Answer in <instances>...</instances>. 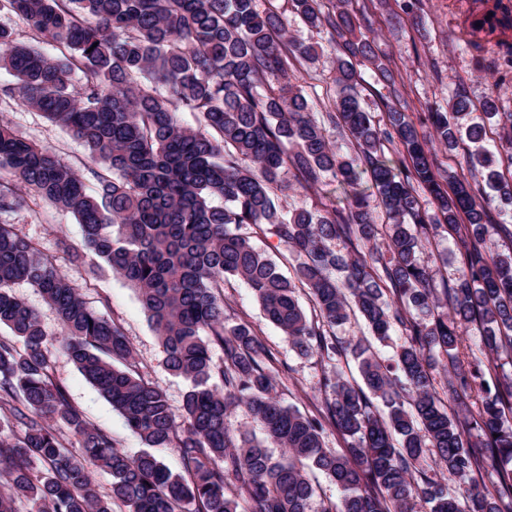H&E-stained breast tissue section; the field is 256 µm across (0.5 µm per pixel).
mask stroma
I'll use <instances>...</instances> for the list:
<instances>
[{
    "label": "stroma",
    "mask_w": 512,
    "mask_h": 512,
    "mask_svg": "<svg viewBox=\"0 0 512 512\" xmlns=\"http://www.w3.org/2000/svg\"><path fill=\"white\" fill-rule=\"evenodd\" d=\"M404 0H352L354 10L365 21L362 31L375 41L378 54L387 56L393 82L377 80L370 67H360L363 104L375 118H383L384 103L397 104L422 134H430L431 112L446 107L450 98L462 94L474 106H481L490 91H497L499 111L512 113V70L502 66L492 49L479 50L470 44L467 18L468 0H420L417 15L407 14ZM334 57L323 52L313 66H301L291 75L314 104L315 117L332 111ZM0 119L8 121L21 135L53 149L65 162L87 169L82 146L68 132L40 113L16 104ZM8 220L35 242L60 270L74 273L70 258L57 248V240L67 237L80 244L81 228L74 217L49 202L29 196L27 206ZM423 258L439 275L452 280L462 267L461 254L453 238L443 230L429 233ZM77 282L84 300L105 317L119 323L134 351L132 368L144 379L159 385L166 393L174 415H181L188 384L171 375L164 366L162 345L133 288L119 276H79ZM225 324L250 325L276 359L280 373L292 378L291 386L280 389L284 405L302 414L319 417L330 396L323 386L325 376L339 372L348 380L359 377L351 357L339 356L327 362L320 356L302 357L289 346L283 333L268 322L252 290L242 280H225ZM51 374L67 391L71 403L80 408L95 426L111 433L118 448L134 456L144 449L141 440L83 377L62 351L52 357Z\"/></svg>",
    "instance_id": "obj_1"
}]
</instances>
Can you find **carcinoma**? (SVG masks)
<instances>
[{
	"label": "carcinoma",
	"mask_w": 512,
	"mask_h": 512,
	"mask_svg": "<svg viewBox=\"0 0 512 512\" xmlns=\"http://www.w3.org/2000/svg\"><path fill=\"white\" fill-rule=\"evenodd\" d=\"M290 11L327 36L335 52L334 111L326 120L352 151L328 139L291 62L313 64L320 44L296 40L288 19L257 0H0V15L22 17L31 39L58 44L51 57L18 41L0 23V69L16 85L0 89V108L18 99L66 129L88 152L97 188L55 151L0 124V512H312L309 473L341 493L321 512H512V251L495 238L512 228V182L485 146L486 126L464 98L431 113L433 138L386 103L379 124L362 106L356 66L369 62L393 80L373 41L356 38L349 0H287ZM469 35L512 67V7L472 0ZM499 139L512 149V113L496 112ZM178 112L197 114L199 128ZM474 145L468 178L435 170L434 144L461 137ZM400 146L401 157L385 153ZM295 182H290L288 176ZM336 184L339 197L310 207L291 201ZM71 213L80 245L58 241L74 266L121 276L136 289L160 337L165 367L190 382L176 421L164 391L128 367L133 349L121 326L89 306L75 280L3 220L27 206L26 192ZM386 222L374 216L372 201ZM442 227L463 248L451 284L420 263L428 229ZM277 239L294 256V279L252 243ZM243 280L266 319L293 350L330 359L350 352L363 385L341 373L324 380L331 398L309 418L277 397L284 385L272 354L247 324L224 325L227 277ZM25 282L55 310L59 337L12 285ZM309 290L318 320L297 290ZM380 341L401 333L386 361L368 338L343 342L333 328L354 313ZM476 327L479 353L461 352L462 330ZM224 351L216 363L212 347ZM59 347L149 448H173L183 472L158 456L131 457L73 405L50 369ZM496 375L495 389L484 382ZM448 374V404L435 375ZM245 405L264 439L234 434L231 408ZM80 445L66 449L59 427ZM346 448L324 445L326 428ZM281 449L276 457L272 449ZM497 472L491 485L475 474ZM112 476L101 495L93 472ZM454 480L463 491L448 487Z\"/></svg>",
	"instance_id": "cac0c4a2"
}]
</instances>
